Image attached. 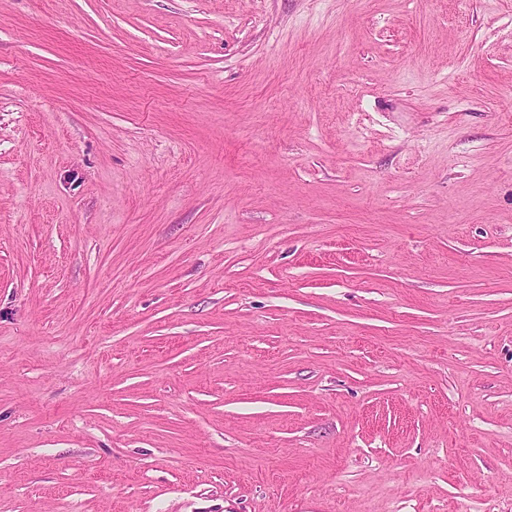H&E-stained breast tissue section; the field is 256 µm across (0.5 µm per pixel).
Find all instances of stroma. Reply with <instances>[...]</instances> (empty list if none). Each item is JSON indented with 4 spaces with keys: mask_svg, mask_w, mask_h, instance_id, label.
<instances>
[{
    "mask_svg": "<svg viewBox=\"0 0 512 512\" xmlns=\"http://www.w3.org/2000/svg\"><path fill=\"white\" fill-rule=\"evenodd\" d=\"M0 512H512V0H0Z\"/></svg>",
    "mask_w": 512,
    "mask_h": 512,
    "instance_id": "stroma-1",
    "label": "stroma"
}]
</instances>
